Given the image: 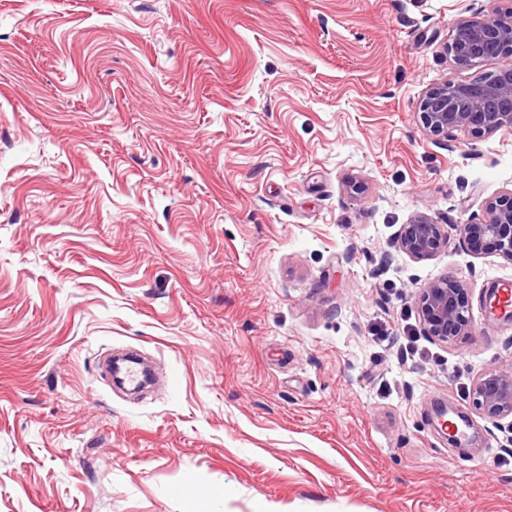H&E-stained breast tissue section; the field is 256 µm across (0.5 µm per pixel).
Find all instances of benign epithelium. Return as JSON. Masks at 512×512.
<instances>
[{"instance_id": "obj_1", "label": "benign epithelium", "mask_w": 512, "mask_h": 512, "mask_svg": "<svg viewBox=\"0 0 512 512\" xmlns=\"http://www.w3.org/2000/svg\"><path fill=\"white\" fill-rule=\"evenodd\" d=\"M455 65L459 58H474L478 65L500 61L498 69L470 83L451 78L430 87L420 103V119L429 137H448L467 131L475 137L499 131L512 132V9L506 13H472L460 16L447 45ZM467 249L480 255L487 248L512 263V189L486 202L483 218L458 225ZM398 249L416 261L431 260L448 246L441 225L427 214L416 215L401 226ZM420 321L425 336L449 343L472 327L467 288L460 279L429 282L418 295ZM470 403L482 415L512 417V367L488 370L471 386Z\"/></svg>"}]
</instances>
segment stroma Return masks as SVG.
Returning <instances> with one entry per match:
<instances>
[{
    "instance_id": "stroma-1",
    "label": "stroma",
    "mask_w": 512,
    "mask_h": 512,
    "mask_svg": "<svg viewBox=\"0 0 512 512\" xmlns=\"http://www.w3.org/2000/svg\"><path fill=\"white\" fill-rule=\"evenodd\" d=\"M512 0H0V512H512V366L483 300L512 263L458 225L512 133L428 138L463 12ZM427 214L448 246H396ZM468 285L469 335L417 295ZM133 353L141 393L98 362ZM448 403L474 442L436 429ZM425 336L448 344L472 327L467 288L463 280L442 278L429 282L418 295ZM469 399L473 408L488 418L512 417V367L480 374L471 386Z\"/></svg>"
}]
</instances>
